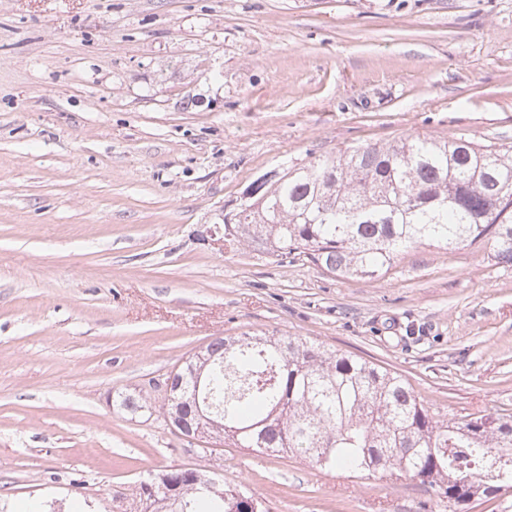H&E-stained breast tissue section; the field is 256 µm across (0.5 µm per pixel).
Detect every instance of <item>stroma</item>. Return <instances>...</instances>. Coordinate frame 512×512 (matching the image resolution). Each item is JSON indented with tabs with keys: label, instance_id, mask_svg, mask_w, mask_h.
<instances>
[{
	"label": "stroma",
	"instance_id": "1",
	"mask_svg": "<svg viewBox=\"0 0 512 512\" xmlns=\"http://www.w3.org/2000/svg\"><path fill=\"white\" fill-rule=\"evenodd\" d=\"M409 133L512 146V0H0V504L132 512L190 467L268 512H423L411 483L188 442L160 388L267 333L397 371L438 417H512L490 246L346 279L218 231L258 175Z\"/></svg>",
	"mask_w": 512,
	"mask_h": 512
}]
</instances>
